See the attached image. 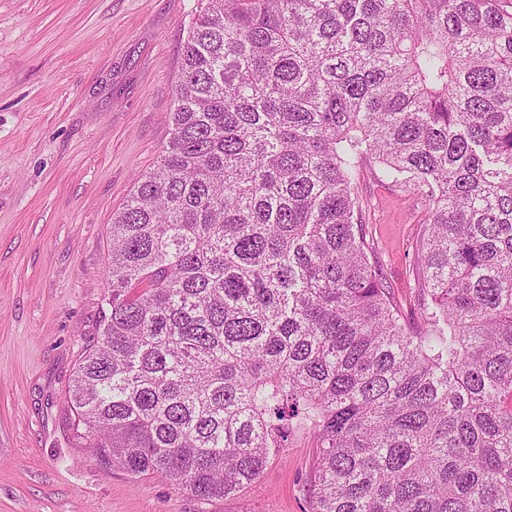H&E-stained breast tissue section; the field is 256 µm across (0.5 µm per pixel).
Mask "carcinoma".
I'll list each match as a JSON object with an SVG mask.
<instances>
[{
  "mask_svg": "<svg viewBox=\"0 0 512 512\" xmlns=\"http://www.w3.org/2000/svg\"><path fill=\"white\" fill-rule=\"evenodd\" d=\"M170 126L112 216L73 444L205 500L306 430L313 512H512V13L205 0ZM366 158L426 203L412 323Z\"/></svg>",
  "mask_w": 512,
  "mask_h": 512,
  "instance_id": "obj_1",
  "label": "carcinoma"
}]
</instances>
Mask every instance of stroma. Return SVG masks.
<instances>
[{"label": "stroma", "mask_w": 512, "mask_h": 512, "mask_svg": "<svg viewBox=\"0 0 512 512\" xmlns=\"http://www.w3.org/2000/svg\"><path fill=\"white\" fill-rule=\"evenodd\" d=\"M201 0H0V512H312L303 433L244 494L202 500L73 447L65 393L107 291L108 237L170 137ZM370 257L415 307L422 196L361 168Z\"/></svg>", "instance_id": "stroma-1"}]
</instances>
